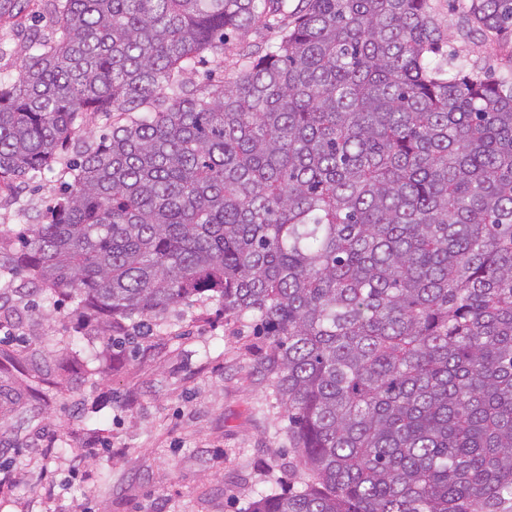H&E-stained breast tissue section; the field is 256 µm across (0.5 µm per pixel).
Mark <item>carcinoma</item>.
Here are the masks:
<instances>
[{
	"label": "carcinoma",
	"mask_w": 512,
	"mask_h": 512,
	"mask_svg": "<svg viewBox=\"0 0 512 512\" xmlns=\"http://www.w3.org/2000/svg\"><path fill=\"white\" fill-rule=\"evenodd\" d=\"M50 40L0 79V182L50 167L79 117L112 132L0 273L110 328L205 295L272 340L308 479L249 512H512V66H435L430 0H48ZM466 34L512 36V0ZM277 29L270 28L263 31H256L251 29L240 34L232 35V43L237 46H243L248 49H256V46H261L267 43H274L277 41ZM235 59L230 57L224 65V72H211L210 64L204 61L196 66L193 73L190 75V87L212 83L217 80H222L224 76L233 70Z\"/></svg>",
	"instance_id": "obj_1"
}]
</instances>
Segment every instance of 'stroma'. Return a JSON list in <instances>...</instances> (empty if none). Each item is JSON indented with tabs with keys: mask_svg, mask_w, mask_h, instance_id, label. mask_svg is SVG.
<instances>
[{
	"mask_svg": "<svg viewBox=\"0 0 512 512\" xmlns=\"http://www.w3.org/2000/svg\"><path fill=\"white\" fill-rule=\"evenodd\" d=\"M432 6L443 56L472 47L463 0ZM53 30L47 0H27L16 26H0V77ZM77 159L69 150L0 191L10 247L45 221ZM0 311V512H248L287 479L288 418L253 321L197 296L120 351L99 314L66 294L16 293Z\"/></svg>",
	"mask_w": 512,
	"mask_h": 512,
	"instance_id": "stroma-1",
	"label": "stroma"
}]
</instances>
